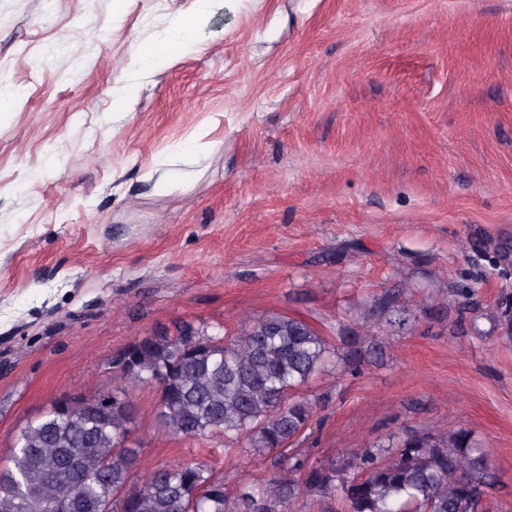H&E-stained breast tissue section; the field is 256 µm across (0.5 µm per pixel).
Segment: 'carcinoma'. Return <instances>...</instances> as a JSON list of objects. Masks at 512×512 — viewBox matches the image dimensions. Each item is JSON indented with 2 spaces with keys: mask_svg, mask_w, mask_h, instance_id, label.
Listing matches in <instances>:
<instances>
[{
  "mask_svg": "<svg viewBox=\"0 0 512 512\" xmlns=\"http://www.w3.org/2000/svg\"><path fill=\"white\" fill-rule=\"evenodd\" d=\"M182 329L145 340L140 368L113 361L122 376L159 388L158 428L175 437L224 434L235 445L273 454L280 472L230 496L202 462L141 471V449L129 446L134 404L112 397L78 410L52 408L18 435L13 466L0 468V512H489L486 449L464 430L393 433L364 448L311 462L290 450L304 440L315 406L295 391L326 371L331 357L356 373L381 351L364 336H344L335 354L306 320L268 312L234 335L195 334L179 351Z\"/></svg>",
  "mask_w": 512,
  "mask_h": 512,
  "instance_id": "obj_1",
  "label": "carcinoma"
}]
</instances>
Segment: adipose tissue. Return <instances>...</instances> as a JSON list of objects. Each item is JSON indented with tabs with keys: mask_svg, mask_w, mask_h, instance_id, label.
<instances>
[{
	"mask_svg": "<svg viewBox=\"0 0 512 512\" xmlns=\"http://www.w3.org/2000/svg\"><path fill=\"white\" fill-rule=\"evenodd\" d=\"M215 0H194L191 15L175 23L166 37L160 42L146 46L140 43L130 47L132 64L141 71H156L171 56L192 49L198 44L200 21L212 10ZM203 149L196 138L190 137L169 146L166 153L155 161L144 176L150 183L155 195H167L189 186L192 175L180 169L178 163L182 157L202 154Z\"/></svg>",
	"mask_w": 512,
	"mask_h": 512,
	"instance_id": "1",
	"label": "adipose tissue"
}]
</instances>
